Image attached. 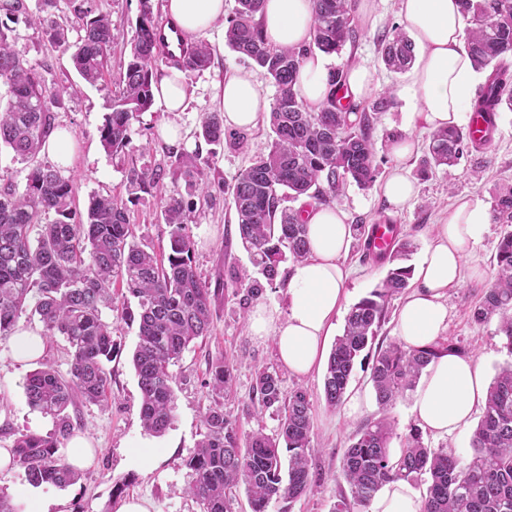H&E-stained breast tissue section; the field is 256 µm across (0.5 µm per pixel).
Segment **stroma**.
<instances>
[{"label": "stroma", "mask_w": 512, "mask_h": 512, "mask_svg": "<svg viewBox=\"0 0 512 512\" xmlns=\"http://www.w3.org/2000/svg\"><path fill=\"white\" fill-rule=\"evenodd\" d=\"M101 11L112 24L117 37L112 47V72H119L128 60V41L139 13V0H101ZM399 0H375L369 19H356L357 37L340 53L331 55V67L346 69L354 63L374 69L379 88L400 89L406 74L385 69L378 54V40L383 32L399 22ZM17 52L29 65L40 71L47 89L71 87L63 108L56 111V126L74 131L76 148L71 167L66 173L74 180L76 202L86 207L90 195H124V176L129 166H166L173 147L158 139L155 128L162 123L179 126L188 136L184 152L201 151L209 156L208 178L212 184H228L245 169L254 155L263 151L269 141L266 120L252 128L228 132L218 144H195L192 136L198 130L205 113L217 111L216 85L224 76L237 70L252 72L262 94L274 99L276 88L254 63L234 52L224 43L223 27L200 33L199 41L214 50L208 69L188 77L189 94L186 107L180 112H167L155 105L134 123L132 141L117 153L105 152L99 130L116 87L112 80L98 85L86 84L75 71L69 53L51 46L36 30L18 23L15 26ZM414 106L410 101L395 99L388 111L379 113L373 123L372 138L376 149L379 177H386L392 165L389 155L391 137L403 134L408 127V114ZM421 146L406 163L417 185L414 199L395 215L394 221L415 244L409 258L417 264L428 247L435 224L447 217L448 211L461 198L470 197L485 206H493L496 190L512 186V112H501L488 148L465 156L453 175L435 172L421 176L419 168L425 156L424 146L430 133L416 129ZM196 222L189 233L195 242L194 264L201 279L216 289L213 299V329L210 336L196 340L181 358L171 364L174 389L173 420L162 436L145 431L139 418L140 391L132 365L137 343V323L120 320L117 312L104 311L103 318L114 326L116 345L106 370L111 377L106 401L77 403L72 413L78 418L77 431L86 435L97 454L92 464L83 470L80 480L59 488L40 486L47 500L66 502V512H118L124 497L137 496L147 500L151 512H200L199 505L186 496L191 471L186 462L195 450L205 428L207 409L217 401L206 385L211 362L229 358L236 363L234 390L220 400L227 414L236 417L242 432L257 429L274 433L278 427L275 416L249 417L254 372L261 366L276 368L284 392L306 389L313 402L312 473L314 485L310 493L294 501L271 503L269 512H332L342 486L335 475L350 438L367 421L378 417L377 402H370L363 413L348 416L344 408L329 409L323 395V370L300 376L280 367L272 342H260L249 333L248 319L243 314V290L256 272L249 261L236 232V214L227 195L216 193L213 202L194 197ZM353 224H372L386 218L389 206L379 186L368 189L348 184L337 198ZM130 221L135 226L137 241L162 253L169 243L168 227L164 224L157 196H144L128 204ZM504 225L489 224L479 244L467 259L468 267H479L481 276L465 275L459 287L449 289L445 299L448 307L447 338L463 347L480 361L486 377H494L497 367L512 359L498 332L496 320L474 322L471 310L483 291L495 278V255ZM346 264L352 270L347 285L348 304H355L372 291L385 274L384 267L366 260L358 248L351 246ZM42 367H49L61 376H68L71 367L70 347L63 336L47 338L43 355L34 361L21 362L14 358L11 340L0 338V448L11 447L15 435L22 432L47 434L53 429L51 417L33 410L26 399L24 385L27 376ZM144 441L154 442L163 454L153 470L132 467L127 460L129 448Z\"/></svg>", "instance_id": "stroma-1"}]
</instances>
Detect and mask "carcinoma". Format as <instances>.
<instances>
[{
  "label": "carcinoma",
  "mask_w": 512,
  "mask_h": 512,
  "mask_svg": "<svg viewBox=\"0 0 512 512\" xmlns=\"http://www.w3.org/2000/svg\"><path fill=\"white\" fill-rule=\"evenodd\" d=\"M57 0H41L33 12L30 0H0V14L12 22L24 20L51 44L70 53L81 79L95 85L109 73L114 35L98 0H67L80 20L79 33L54 18ZM469 22L467 50L477 69L488 72L472 103V112L494 124L502 107L512 111V0H460ZM263 0H237L224 31L226 46L252 59L272 81L277 94L269 115L270 143L255 156L233 183L224 186L237 214V232L252 265L272 285L280 263L296 261L309 251L307 227L293 209L282 207L289 197L302 196L331 204L347 183L361 188L373 185L378 174L372 139V114L393 104L390 89L377 94L371 112L350 118L336 110V90L344 74L330 75V94L318 112H311L294 90L302 58L317 49L340 52L356 39L350 0H313L314 39L302 50L274 47L263 35L256 16ZM139 14L130 39V58L116 78L118 95L100 128L107 151L131 143L134 122L153 103L152 83L161 61L158 20L152 0H139ZM14 29L0 24V83L8 87L9 100L0 109V148L14 158L33 161L46 148L55 129L54 109L63 106V92L46 88L42 75L28 66L14 49ZM381 60L393 72L410 68L413 42L399 27L379 40ZM207 44L187 41L170 67L189 77L209 67ZM195 138L208 144L224 139V115L207 113ZM482 144L465 129L453 126L432 133L423 159V172L456 167L470 149ZM210 157L196 150L180 153L170 168L132 165L126 173L131 199L153 194L166 174L183 180L186 193L172 191L160 197L169 228L168 253L163 257L136 241L126 205L111 196L94 195L86 213L76 204L73 179L51 164L29 168L23 190L6 183L0 188V337L12 334L20 315L29 310L43 324V335L66 337L72 349L69 377L45 367L29 374L25 382L28 403L55 422L47 435L22 433L10 452L13 463L24 469L33 487H65L81 478L58 453L75 425L69 408L78 400L99 403L106 398L110 377L105 363L112 360V324L102 318V308L122 303V316L137 322L138 343L132 362L141 394L140 419L144 429L163 434L173 420L174 393L169 366L189 344L211 334V288L197 274L194 242L188 226L195 223L189 198L212 196L207 177ZM492 219L512 224V186L496 193ZM390 249L375 256L388 264L386 275L368 296L353 304L345 318L343 334L329 353L323 382L327 407H339L347 392L356 359L373 347L388 305L404 292L412 268L402 260L413 244L398 227H390ZM137 311L129 310L130 300ZM498 318L499 333L512 355V232L501 237L496 253L495 280L472 310L477 323ZM375 348V347H373ZM446 353L467 352L457 344L434 341L423 348L401 342L378 346L372 356L370 380L381 410L385 411L405 391L413 388L428 364ZM235 365L219 360L209 369L206 386L217 395L233 390ZM253 413L270 412L278 418L275 434L258 429L240 431L237 419L216 405L204 416L205 432L187 461L192 480L185 493L201 505L202 512H237L236 489L245 485L250 512H268L278 500L294 501L312 487L310 450L312 399L298 387L284 395L279 374L256 370ZM394 437L387 416L365 423L350 439L340 462L339 478L349 491L340 495L333 512H364L385 484L418 481L427 477L423 512H512V362L500 367L490 383L484 410L471 438L473 455L464 461L424 444L419 429L405 436L400 454L390 452ZM287 475H282L283 458Z\"/></svg>",
  "instance_id": "1"
}]
</instances>
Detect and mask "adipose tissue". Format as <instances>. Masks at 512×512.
I'll return each mask as SVG.
<instances>
[{"label": "adipose tissue", "mask_w": 512, "mask_h": 512, "mask_svg": "<svg viewBox=\"0 0 512 512\" xmlns=\"http://www.w3.org/2000/svg\"><path fill=\"white\" fill-rule=\"evenodd\" d=\"M168 16L183 31L196 35L224 18V0H166ZM400 23L413 36L414 63L399 95L417 109L409 121L436 131L459 125L479 82L463 42L464 17L458 0H400ZM266 40L275 46L302 49L314 34L312 0H263L259 13ZM329 59L306 55L295 89L310 110H319L329 93ZM219 106L230 129L254 127L269 108L251 72L240 71L219 85ZM417 142L412 134L393 138L396 165L382 184L389 204L403 208L415 195V183L401 168ZM308 255L290 266L286 311L263 303L249 314L255 339H273L279 362L306 375L321 360L324 342L346 300L350 272L340 259L349 249L353 229L337 205L305 207ZM490 214L479 201L460 200L447 219L433 228L431 243L415 266V286L403 301L396 330L409 347L434 342L448 326L445 297L462 280L466 259L482 239ZM487 385L479 362L454 354L432 361L413 396L411 414L419 427L442 438L468 426L484 405ZM423 498L404 481L386 484L371 500L368 512H422Z\"/></svg>", "instance_id": "1"}]
</instances>
